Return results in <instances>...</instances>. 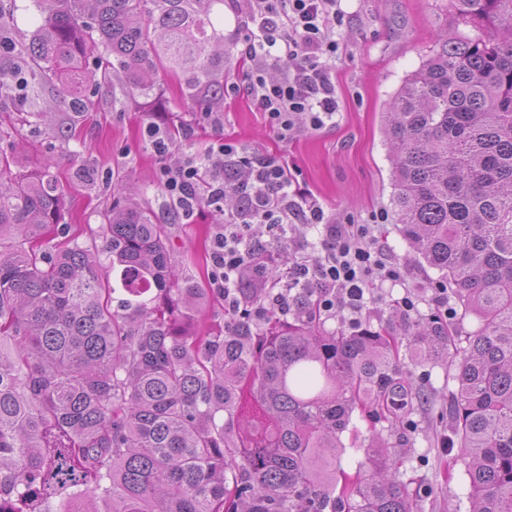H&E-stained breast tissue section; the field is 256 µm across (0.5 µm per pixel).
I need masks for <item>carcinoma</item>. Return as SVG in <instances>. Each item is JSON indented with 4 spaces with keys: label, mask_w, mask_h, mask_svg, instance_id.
<instances>
[{
    "label": "carcinoma",
    "mask_w": 512,
    "mask_h": 512,
    "mask_svg": "<svg viewBox=\"0 0 512 512\" xmlns=\"http://www.w3.org/2000/svg\"><path fill=\"white\" fill-rule=\"evenodd\" d=\"M476 30L439 40L386 112L391 204L403 237L448 278L480 326L463 349L437 321L423 356L456 366L449 444L470 512H512V0H449ZM226 0H33L40 24L17 56L43 84L126 93L179 80L192 103L224 96ZM30 95L15 66L0 91ZM0 152V512H415L402 451L377 437L355 471L353 414L393 431L424 399L398 368L399 340L300 296L289 314L236 317L195 336L216 295L175 274L169 226L140 204L103 213L106 245L44 239L64 212L50 166ZM116 273L111 283L107 269Z\"/></svg>",
    "instance_id": "obj_1"
}]
</instances>
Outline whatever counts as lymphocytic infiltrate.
<instances>
[{
  "mask_svg": "<svg viewBox=\"0 0 512 512\" xmlns=\"http://www.w3.org/2000/svg\"><path fill=\"white\" fill-rule=\"evenodd\" d=\"M242 36L240 57L247 70L243 85L226 86V93H247L258 111L283 140L303 131L335 125L336 54L339 34L350 17L342 0H238ZM283 65L280 78L267 77L270 67ZM159 183L179 203L184 218L201 204L221 205L234 192L237 210L214 235L210 285L224 297V315L234 318L250 311L262 319L268 305L288 312L298 295L315 294L323 312L361 313L365 296L384 283H404L407 274L377 244L384 212L358 224L350 217L325 210L302 188L282 160L249 150L224 138L204 155L187 156L177 167L162 166ZM266 225L282 240L290 226L318 228L320 250L311 254L294 243V262L278 279L270 303L244 308L238 286L245 271L263 273L275 258L253 239V225Z\"/></svg>",
  "mask_w": 512,
  "mask_h": 512,
  "instance_id": "f902f5d3",
  "label": "lymphocytic infiltrate"
}]
</instances>
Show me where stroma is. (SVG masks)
Here are the masks:
<instances>
[{
    "mask_svg": "<svg viewBox=\"0 0 512 512\" xmlns=\"http://www.w3.org/2000/svg\"><path fill=\"white\" fill-rule=\"evenodd\" d=\"M352 20L340 35L336 57V90L342 116L336 126L280 140L246 94L224 99L215 111L224 115V136L246 147L279 157L294 168L300 184L326 208L363 221L375 211L387 219L378 243L408 271L405 285L371 293L363 317L408 335L410 321L425 322L436 313L432 289L438 271L423 267L404 240L391 206L392 162L383 114L406 74L416 70L444 31H457L448 0H346ZM79 92L46 90L29 98L26 121L10 107L0 108V148L12 152L18 169L52 162L66 196L63 221L86 247L102 246L106 229L101 211L111 206L113 188L123 185L132 201L148 202L160 222H171V247L180 275L207 282L210 249L216 229L235 205L223 211L201 206L191 219H171L170 201L158 182L161 164L175 166L190 153L204 151L215 140L211 126H199L188 142L173 144L159 159L145 142L152 119L167 129L192 119L198 104L184 100L176 82L156 85L149 96L128 100L122 77L101 85L95 108L80 119L78 138L49 136L46 126L67 123ZM419 295L418 312L407 319L398 300L405 291ZM400 364L425 394L414 403L392 446L406 449L403 472L414 492L417 512H469L468 477L463 462H450L442 441L449 434L448 399L456 393V369L447 361L421 360L402 350Z\"/></svg>",
    "mask_w": 512,
    "mask_h": 512,
    "instance_id": "obj_1",
    "label": "stroma"
}]
</instances>
